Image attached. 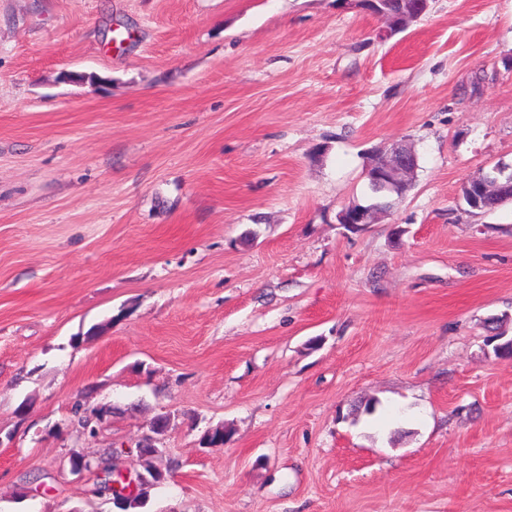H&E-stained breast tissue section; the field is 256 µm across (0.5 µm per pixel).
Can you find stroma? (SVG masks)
I'll use <instances>...</instances> for the list:
<instances>
[{
  "label": "stroma",
  "mask_w": 512,
  "mask_h": 512,
  "mask_svg": "<svg viewBox=\"0 0 512 512\" xmlns=\"http://www.w3.org/2000/svg\"><path fill=\"white\" fill-rule=\"evenodd\" d=\"M389 27L361 0H0V512H112L70 453L162 414L137 512H512V203L459 197L512 163V0ZM395 142L412 189L339 224Z\"/></svg>",
  "instance_id": "1"
}]
</instances>
